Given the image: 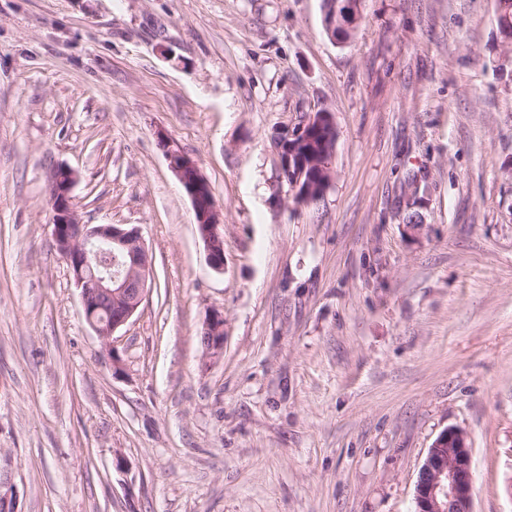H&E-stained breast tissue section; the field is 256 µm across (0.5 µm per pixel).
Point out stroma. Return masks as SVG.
Returning <instances> with one entry per match:
<instances>
[{
    "mask_svg": "<svg viewBox=\"0 0 512 512\" xmlns=\"http://www.w3.org/2000/svg\"><path fill=\"white\" fill-rule=\"evenodd\" d=\"M359 10L339 43L322 0H0L18 512H413L449 428L474 512H512V58L494 0ZM321 108L332 179L299 203L273 138ZM160 130L223 212V272ZM61 165L81 221L138 227L152 262L113 357L53 239ZM204 352L206 355L214 356L222 352L224 348V314L212 312L206 317L204 331Z\"/></svg>",
    "mask_w": 512,
    "mask_h": 512,
    "instance_id": "obj_1",
    "label": "stroma"
}]
</instances>
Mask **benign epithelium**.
<instances>
[{
    "label": "benign epithelium",
    "instance_id": "benign-epithelium-1",
    "mask_svg": "<svg viewBox=\"0 0 512 512\" xmlns=\"http://www.w3.org/2000/svg\"><path fill=\"white\" fill-rule=\"evenodd\" d=\"M348 10L323 17L325 32L336 38V26L352 29L358 19L354 2L346 0ZM332 124L327 112H308L302 126L277 133L275 144L280 156L282 177L288 180L300 202H308L317 183L312 169L330 173V151L311 154L300 149L304 128ZM167 140L165 156L189 198L197 234L203 242L208 265L224 271V232L220 208L214 201L208 182L196 162ZM75 173L66 167L52 175L51 206L53 237L58 251L67 261L75 287L79 290L86 323L101 337L116 357L114 333L124 327L138 310L148 292L152 265L140 230L120 224H84L72 199ZM204 352L214 356L224 348V314L212 312L206 317ZM414 512H473V474L467 435L459 429H446L434 441L420 469L415 486ZM12 485L0 479V509L16 512Z\"/></svg>",
    "mask_w": 512,
    "mask_h": 512
}]
</instances>
